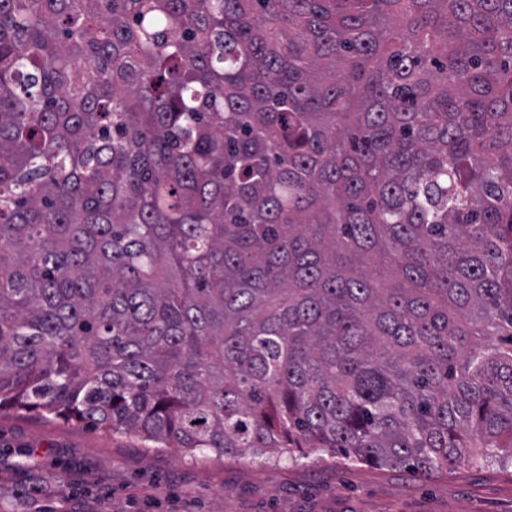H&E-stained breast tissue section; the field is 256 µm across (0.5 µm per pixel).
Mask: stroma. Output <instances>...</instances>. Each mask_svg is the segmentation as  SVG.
Returning <instances> with one entry per match:
<instances>
[{
    "instance_id": "stroma-1",
    "label": "stroma",
    "mask_w": 512,
    "mask_h": 512,
    "mask_svg": "<svg viewBox=\"0 0 512 512\" xmlns=\"http://www.w3.org/2000/svg\"><path fill=\"white\" fill-rule=\"evenodd\" d=\"M34 478L36 505L25 494ZM0 512H512V461L423 475L311 448L276 462L192 457L15 411L0 413Z\"/></svg>"
}]
</instances>
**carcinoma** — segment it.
I'll return each mask as SVG.
<instances>
[{"instance_id": "1", "label": "carcinoma", "mask_w": 512, "mask_h": 512, "mask_svg": "<svg viewBox=\"0 0 512 512\" xmlns=\"http://www.w3.org/2000/svg\"><path fill=\"white\" fill-rule=\"evenodd\" d=\"M9 410L512 459V0H0Z\"/></svg>"}]
</instances>
